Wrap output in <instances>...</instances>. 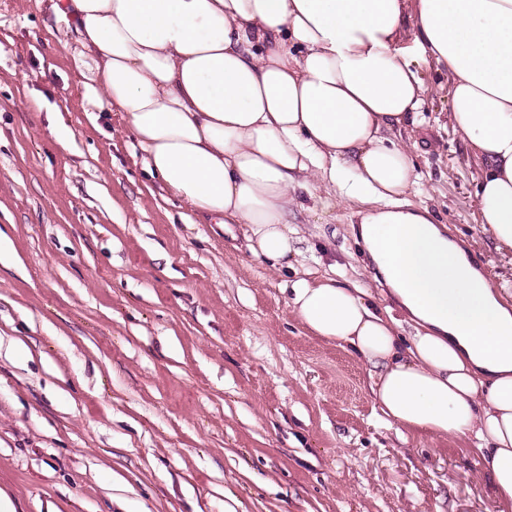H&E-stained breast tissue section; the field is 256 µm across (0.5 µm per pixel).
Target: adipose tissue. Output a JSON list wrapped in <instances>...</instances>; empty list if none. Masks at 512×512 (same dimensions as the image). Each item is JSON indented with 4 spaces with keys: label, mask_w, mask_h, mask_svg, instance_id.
<instances>
[{
    "label": "adipose tissue",
    "mask_w": 512,
    "mask_h": 512,
    "mask_svg": "<svg viewBox=\"0 0 512 512\" xmlns=\"http://www.w3.org/2000/svg\"><path fill=\"white\" fill-rule=\"evenodd\" d=\"M93 55V93L120 113L147 171L192 212L244 225L273 270L304 241L305 197L349 204L386 306L339 276L292 281L315 336L364 365L385 421L463 438L512 512V309L409 199L395 141L450 79L453 127L481 161L479 221L512 252V0H55ZM412 32L415 53L400 42ZM412 335H404V326Z\"/></svg>",
    "instance_id": "adipose-tissue-1"
}]
</instances>
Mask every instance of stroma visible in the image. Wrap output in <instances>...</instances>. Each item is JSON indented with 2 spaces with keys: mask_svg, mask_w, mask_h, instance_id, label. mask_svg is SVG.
Wrapping results in <instances>:
<instances>
[{
  "mask_svg": "<svg viewBox=\"0 0 512 512\" xmlns=\"http://www.w3.org/2000/svg\"><path fill=\"white\" fill-rule=\"evenodd\" d=\"M402 134L427 203L512 305L445 77ZM51 0H0V488L15 512H496L465 439L387 425L245 229L190 213L91 89ZM303 269L377 291L345 205L298 217Z\"/></svg>",
  "mask_w": 512,
  "mask_h": 512,
  "instance_id": "obj_1",
  "label": "stroma"
}]
</instances>
